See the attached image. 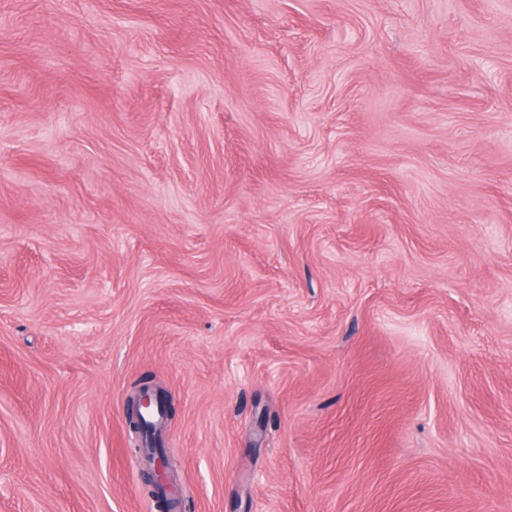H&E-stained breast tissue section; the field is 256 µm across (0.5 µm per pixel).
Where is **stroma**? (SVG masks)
I'll return each mask as SVG.
<instances>
[{
  "label": "stroma",
  "mask_w": 512,
  "mask_h": 512,
  "mask_svg": "<svg viewBox=\"0 0 512 512\" xmlns=\"http://www.w3.org/2000/svg\"><path fill=\"white\" fill-rule=\"evenodd\" d=\"M512 512V0H0V512Z\"/></svg>",
  "instance_id": "stroma-1"
}]
</instances>
